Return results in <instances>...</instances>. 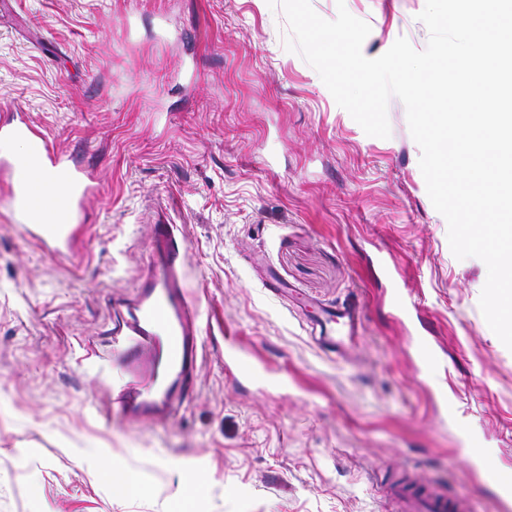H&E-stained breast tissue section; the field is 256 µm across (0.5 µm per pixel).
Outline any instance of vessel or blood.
<instances>
[{"instance_id":"b4317fda","label":"vessel or blood","mask_w":512,"mask_h":512,"mask_svg":"<svg viewBox=\"0 0 512 512\" xmlns=\"http://www.w3.org/2000/svg\"><path fill=\"white\" fill-rule=\"evenodd\" d=\"M21 140L30 149L28 165L0 158L6 173L4 193L14 224L57 258L73 257V241L85 203L96 185L91 170L72 164L49 139L35 130L26 113L11 112L0 121V141ZM188 246L178 225L158 221L150 247V270L131 297L112 302V348L120 383L112 407L126 419L164 420L187 400V379L195 369L202 345L201 302L189 295L183 281ZM363 308L353 301L326 311L315 337L327 353L344 355L359 336ZM422 373L439 369V356L423 336L416 339ZM224 366L237 375L268 387L284 388L287 378L271 375L235 341L224 344ZM487 477L502 504L512 503V470L494 467ZM387 490L398 512H461L462 503L434 491L404 472L388 481Z\"/></svg>"}]
</instances>
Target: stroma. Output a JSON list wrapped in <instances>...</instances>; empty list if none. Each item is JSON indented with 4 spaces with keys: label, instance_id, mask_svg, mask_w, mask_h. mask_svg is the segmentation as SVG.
Returning <instances> with one entry per match:
<instances>
[{
    "label": "stroma",
    "instance_id": "obj_1",
    "mask_svg": "<svg viewBox=\"0 0 512 512\" xmlns=\"http://www.w3.org/2000/svg\"><path fill=\"white\" fill-rule=\"evenodd\" d=\"M371 31L424 50L425 0H345ZM267 0H10L0 10V115L21 107L93 170L75 263L0 205V512H396L387 476L503 512L486 467L512 459V350L479 298L485 263L456 259L404 104L365 134L285 48ZM179 225L187 289L210 327L175 417L112 408V301L147 273L155 221ZM385 255L419 305L400 320L371 276ZM365 306L346 357L307 333L323 308ZM446 362L434 387L415 338ZM234 337L284 389L224 369ZM465 410L442 414L437 387ZM119 466L140 492L118 497ZM203 490L188 496L190 483Z\"/></svg>",
    "mask_w": 512,
    "mask_h": 512
}]
</instances>
